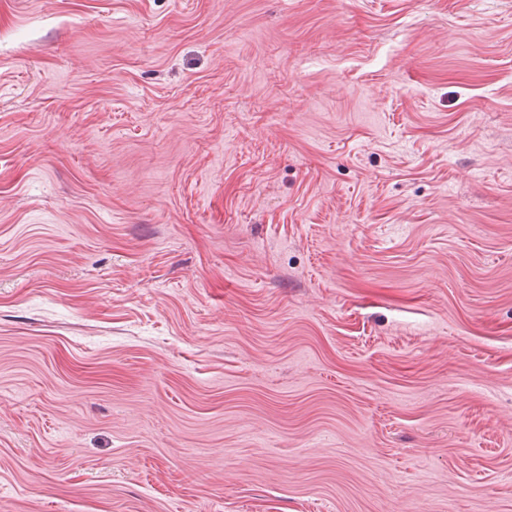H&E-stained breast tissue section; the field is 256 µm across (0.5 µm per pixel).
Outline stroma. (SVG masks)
<instances>
[{
  "mask_svg": "<svg viewBox=\"0 0 512 512\" xmlns=\"http://www.w3.org/2000/svg\"><path fill=\"white\" fill-rule=\"evenodd\" d=\"M0 512H512V0H0Z\"/></svg>",
  "mask_w": 512,
  "mask_h": 512,
  "instance_id": "stroma-1",
  "label": "stroma"
}]
</instances>
